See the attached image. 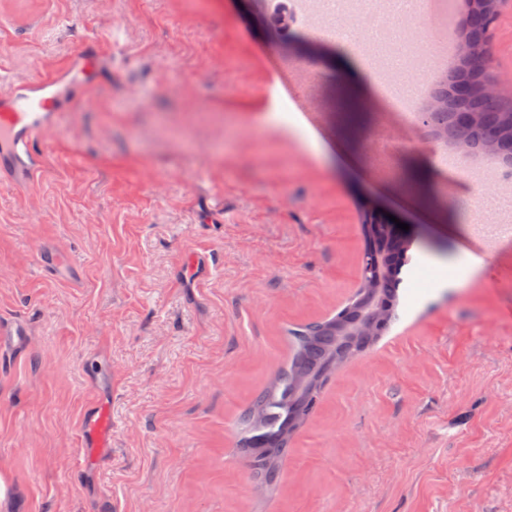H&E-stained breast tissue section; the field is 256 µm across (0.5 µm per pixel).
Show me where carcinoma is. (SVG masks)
<instances>
[{
  "label": "carcinoma",
  "mask_w": 512,
  "mask_h": 512,
  "mask_svg": "<svg viewBox=\"0 0 512 512\" xmlns=\"http://www.w3.org/2000/svg\"><path fill=\"white\" fill-rule=\"evenodd\" d=\"M294 25L287 11L272 17L276 37ZM493 25L476 16L457 41L455 64L438 78L437 111L429 123L432 138L465 147L493 146L512 165V111L504 112L483 93L486 72L473 62L490 41ZM364 254L360 285L332 317L290 332L293 355L288 368L276 374L243 411L239 419L241 447L262 485L272 487L281 474V461L294 435L317 408L324 382L340 365L365 354L399 319L402 267L409 261L412 238L395 233L388 224L371 221L362 207ZM382 317L374 336H357L355 329L370 316Z\"/></svg>",
  "instance_id": "carcinoma-1"
}]
</instances>
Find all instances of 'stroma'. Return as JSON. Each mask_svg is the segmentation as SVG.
<instances>
[{"label": "stroma", "mask_w": 512, "mask_h": 512, "mask_svg": "<svg viewBox=\"0 0 512 512\" xmlns=\"http://www.w3.org/2000/svg\"><path fill=\"white\" fill-rule=\"evenodd\" d=\"M266 4L0 0V79L58 71L84 41L97 78L44 135L36 185L0 170V512H512V241L469 275L478 183L437 141L395 128L396 170L349 139L341 99L367 71L337 42L316 58L326 127L273 122L286 99ZM512 76V0L491 39ZM347 141L350 160L336 152ZM422 175L424 201L407 195ZM382 200L415 245L399 320L326 381L283 478L256 487L241 412L284 368L291 330L357 288L360 206ZM60 256V271L35 254ZM209 257L193 278L189 255ZM106 447H82L96 404Z\"/></svg>", "instance_id": "stroma-1"}]
</instances>
